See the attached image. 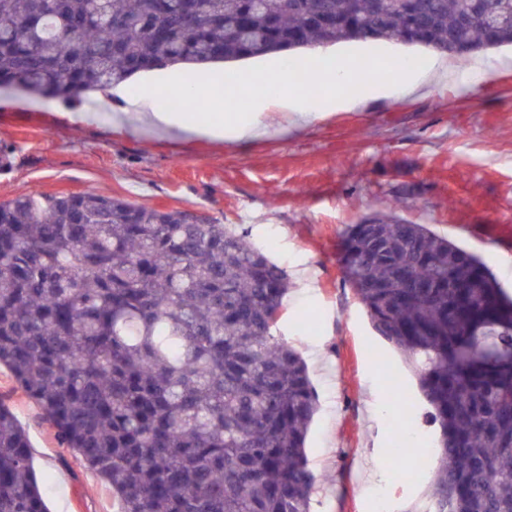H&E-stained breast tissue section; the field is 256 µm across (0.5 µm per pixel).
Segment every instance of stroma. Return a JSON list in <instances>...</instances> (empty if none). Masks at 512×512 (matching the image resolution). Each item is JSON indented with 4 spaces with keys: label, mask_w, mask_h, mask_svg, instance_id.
I'll return each mask as SVG.
<instances>
[{
    "label": "stroma",
    "mask_w": 512,
    "mask_h": 512,
    "mask_svg": "<svg viewBox=\"0 0 512 512\" xmlns=\"http://www.w3.org/2000/svg\"><path fill=\"white\" fill-rule=\"evenodd\" d=\"M324 54L383 60L431 50L343 43ZM485 75L404 94L391 81L340 91L311 121L247 140L134 132L113 112L23 92L0 94V201L96 193L161 209L191 208L235 225L288 275L276 335L306 360L319 410L306 438L317 476L312 512H421L425 474L386 462L397 434L391 387L416 392L414 369L373 329L339 262L346 225L395 211L482 258L512 293V47L484 51ZM0 402L26 430L49 512H120L109 488L55 436L37 405L0 368Z\"/></svg>",
    "instance_id": "35a3bbf8"
}]
</instances>
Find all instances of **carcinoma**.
<instances>
[{"label":"carcinoma","mask_w":512,"mask_h":512,"mask_svg":"<svg viewBox=\"0 0 512 512\" xmlns=\"http://www.w3.org/2000/svg\"><path fill=\"white\" fill-rule=\"evenodd\" d=\"M512 45V0H0V89L80 99L132 75L340 42ZM339 261L416 372L438 466L423 512H512V295L424 224L373 215ZM286 272L228 224L102 194L0 201V366L121 512H311L308 368L274 335ZM389 453L397 473L411 449ZM0 512H47L0 404Z\"/></svg>","instance_id":"cac0c4a2"}]
</instances>
